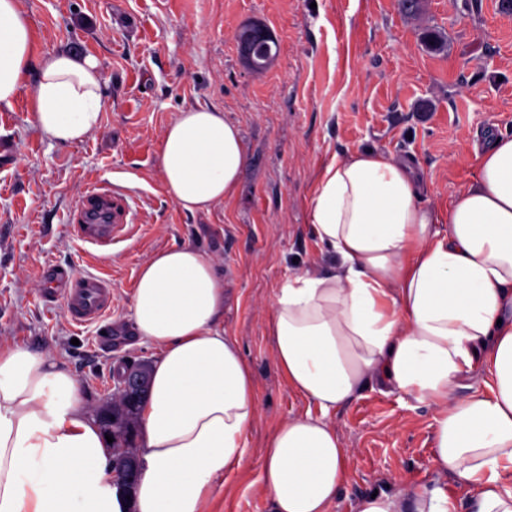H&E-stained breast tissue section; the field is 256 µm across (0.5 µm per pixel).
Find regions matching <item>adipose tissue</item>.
Returning a JSON list of instances; mask_svg holds the SVG:
<instances>
[{"mask_svg": "<svg viewBox=\"0 0 512 512\" xmlns=\"http://www.w3.org/2000/svg\"><path fill=\"white\" fill-rule=\"evenodd\" d=\"M20 0H0V105L37 70L32 110L51 139L99 125L106 81L97 59L35 58ZM447 220L419 199L408 162L364 149L317 172L309 218L329 267L277 288L267 320L289 390L317 407L280 423L258 477L270 512H331L348 480L337 410L375 383L434 406V463L473 512H512V135L491 134ZM246 152L216 109L179 112L160 143L161 181L183 210L235 196ZM135 334L157 357L140 412L142 475L120 494L112 448L80 407L79 385L51 355L0 350V512H205L218 476L241 470L257 383L224 328V279L185 245L153 254L133 296ZM485 392L461 396L463 378ZM440 485L363 497L355 512H458Z\"/></svg>", "mask_w": 512, "mask_h": 512, "instance_id": "1", "label": "adipose tissue"}]
</instances>
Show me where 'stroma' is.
<instances>
[{"mask_svg":"<svg viewBox=\"0 0 512 512\" xmlns=\"http://www.w3.org/2000/svg\"><path fill=\"white\" fill-rule=\"evenodd\" d=\"M37 57L95 56L108 81L100 125L61 144L34 124L28 76L0 125L12 154L0 161V348L51 354L80 386L90 413L112 396L120 362H154L134 334L133 294L155 252L191 245L224 277V328L257 381L258 416L246 468L215 480L208 512H269L261 448L281 422L310 411L273 357L266 306L286 277L320 258L309 222L312 176L331 155L376 149L413 159L424 205L445 211L472 180L474 143L512 135V9L501 0H422L417 16L396 0H23ZM278 44L267 65L242 56L241 29ZM446 45L431 50L425 31ZM206 106L241 131L247 164L239 190L208 213L183 211L159 174L165 128ZM97 183L132 198L134 235L103 253L76 239L68 216ZM74 267L112 283L111 316L70 322L41 298L43 269ZM433 408L380 388L337 411L353 455L332 512L391 485L432 484Z\"/></svg>","mask_w":512,"mask_h":512,"instance_id":"35a3bbf8","label":"stroma"}]
</instances>
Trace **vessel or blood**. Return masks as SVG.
Masks as SVG:
<instances>
[{
	"mask_svg": "<svg viewBox=\"0 0 512 512\" xmlns=\"http://www.w3.org/2000/svg\"><path fill=\"white\" fill-rule=\"evenodd\" d=\"M132 208L119 187L100 184L86 190L69 216L72 234L79 240L106 250L127 239L133 230ZM43 295L59 298L71 321L88 325L103 321L112 310V285L100 276L73 269L65 273L49 269Z\"/></svg>",
	"mask_w": 512,
	"mask_h": 512,
	"instance_id": "vessel-or-blood-1",
	"label": "vessel or blood"
}]
</instances>
